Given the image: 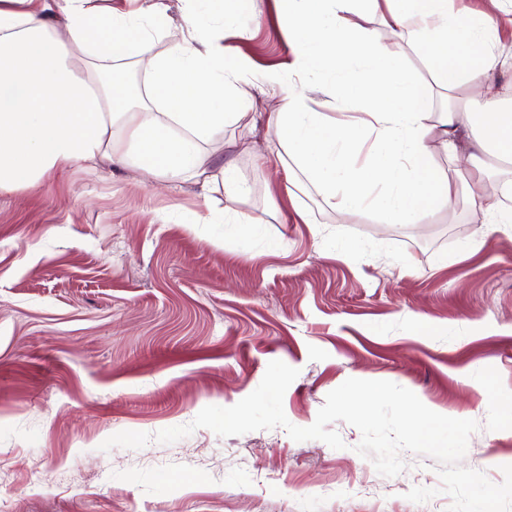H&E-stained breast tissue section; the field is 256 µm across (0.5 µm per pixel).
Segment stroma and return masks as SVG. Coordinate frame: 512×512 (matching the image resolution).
<instances>
[{
	"mask_svg": "<svg viewBox=\"0 0 512 512\" xmlns=\"http://www.w3.org/2000/svg\"><path fill=\"white\" fill-rule=\"evenodd\" d=\"M259 9L224 0L225 42L252 77L288 74L280 4ZM240 29L251 38L239 40ZM250 93L252 134L239 139L229 122L203 147L209 185L134 191L133 169L75 164L0 192V512H447L433 458L403 453L404 471L381 476L356 451L360 431L342 421L331 425L341 449L280 427L154 441L206 406L248 396L274 360L299 371L283 398L292 424L311 425L346 379L390 381L477 421L462 463L502 482L512 461V421L497 417L512 399V235L460 202L428 224H377L367 213L346 223L307 184L297 195L318 229L263 225L244 254L221 248L227 225L161 220L165 208L227 206V160L253 188V215L269 191L290 211L279 172L252 164L275 139L274 92ZM318 236L365 249L338 256ZM473 238L480 250L459 256ZM484 371L492 386L480 383ZM121 431L152 439L101 450ZM415 486L438 494L413 503L405 494Z\"/></svg>",
	"mask_w": 512,
	"mask_h": 512,
	"instance_id": "obj_1",
	"label": "stroma"
}]
</instances>
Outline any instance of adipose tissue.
Segmentation results:
<instances>
[{
    "instance_id": "1",
    "label": "adipose tissue",
    "mask_w": 512,
    "mask_h": 512,
    "mask_svg": "<svg viewBox=\"0 0 512 512\" xmlns=\"http://www.w3.org/2000/svg\"><path fill=\"white\" fill-rule=\"evenodd\" d=\"M220 0H164L122 11L97 0H0V190L84 163L130 166L167 185L204 173L202 146L233 122L251 134L249 67L201 14ZM292 39L290 77L268 114L277 142L256 165H279L286 186L308 181L342 220L371 212L384 224H425L461 201L482 223L512 231V111L502 110V57L492 12L456 0H281ZM164 52L153 53L155 42ZM428 64L421 83L394 50ZM140 57L136 85L103 83L101 68ZM345 110L316 111L307 84ZM443 153L453 173L436 162ZM235 208L181 212L184 224L238 225L224 247L244 251L258 219L239 210L252 193L234 162L221 169Z\"/></svg>"
}]
</instances>
